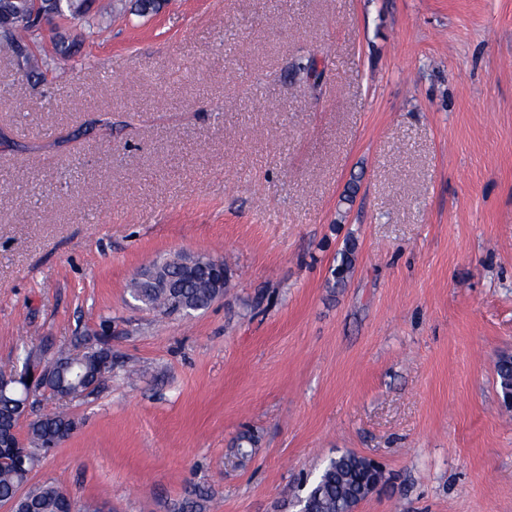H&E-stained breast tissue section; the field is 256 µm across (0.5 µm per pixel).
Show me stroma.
<instances>
[{
    "mask_svg": "<svg viewBox=\"0 0 512 512\" xmlns=\"http://www.w3.org/2000/svg\"><path fill=\"white\" fill-rule=\"evenodd\" d=\"M123 2L43 25L76 44L47 80L0 48V369L112 326L98 393L40 396L77 428L32 484L296 512L351 453L357 512H512V0ZM178 251L233 287L162 317L127 285ZM211 496L203 487L196 486L185 492L177 512H208Z\"/></svg>",
    "mask_w": 512,
    "mask_h": 512,
    "instance_id": "stroma-1",
    "label": "stroma"
}]
</instances>
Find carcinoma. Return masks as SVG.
Returning <instances> with one entry per match:
<instances>
[{
	"instance_id": "carcinoma-1",
	"label": "carcinoma",
	"mask_w": 512,
	"mask_h": 512,
	"mask_svg": "<svg viewBox=\"0 0 512 512\" xmlns=\"http://www.w3.org/2000/svg\"><path fill=\"white\" fill-rule=\"evenodd\" d=\"M36 2L0 0V46L12 52L27 75L42 77L55 65V59L35 51L34 42L42 21L82 17L90 11L92 0H44L40 7ZM182 268L179 257L173 255L153 261L148 270L174 279L180 276ZM218 292L205 282H191L174 294L164 288H142L137 279L132 280L129 288L132 298L150 310L168 315L181 309L186 316L208 309ZM110 350L112 337L108 335L98 337L96 348L81 355L57 350L55 355L63 365L54 375L52 395L69 402L85 399V388L99 375L100 361ZM497 375L502 397L507 400L512 397V355L499 358ZM14 412V396L0 394V433L13 444L11 448L0 447V504L15 500L25 512H69L71 503L55 483L45 481L30 489L26 485L48 453L46 445L67 439L77 427L75 418L65 411L42 414L27 425V435L22 439L11 432ZM368 479L364 461L354 454H343L329 460L298 501L308 504V512H337V503L347 498L358 504L360 487ZM210 499L208 490L193 487L185 492L177 512H208Z\"/></svg>"
}]
</instances>
